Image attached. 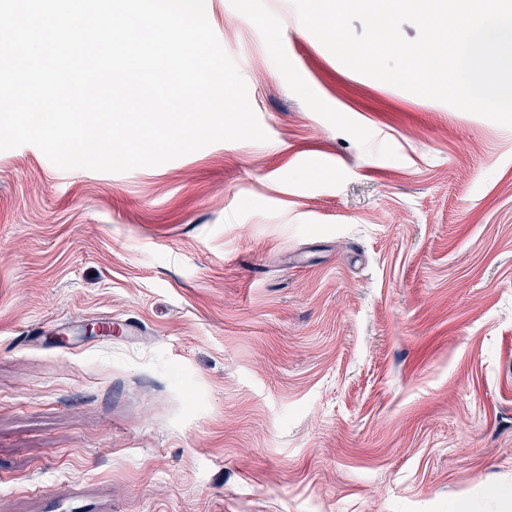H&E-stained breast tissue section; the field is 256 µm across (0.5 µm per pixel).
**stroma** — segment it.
Here are the masks:
<instances>
[{
	"label": "stroma",
	"instance_id": "stroma-1",
	"mask_svg": "<svg viewBox=\"0 0 512 512\" xmlns=\"http://www.w3.org/2000/svg\"><path fill=\"white\" fill-rule=\"evenodd\" d=\"M206 15L267 141L0 152V512H512V128Z\"/></svg>",
	"mask_w": 512,
	"mask_h": 512
}]
</instances>
